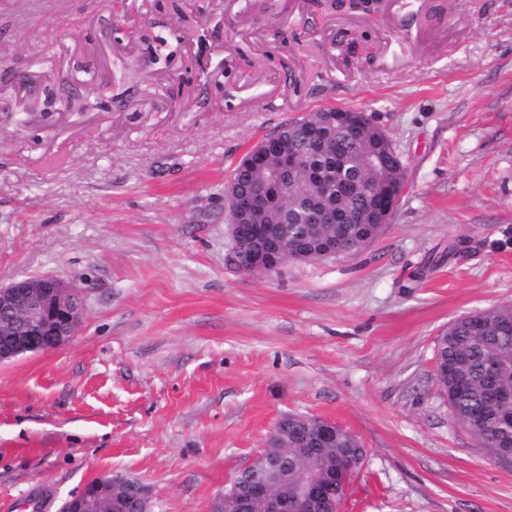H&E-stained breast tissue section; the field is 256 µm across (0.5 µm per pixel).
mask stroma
<instances>
[{"label": "stroma", "mask_w": 512, "mask_h": 512, "mask_svg": "<svg viewBox=\"0 0 512 512\" xmlns=\"http://www.w3.org/2000/svg\"><path fill=\"white\" fill-rule=\"evenodd\" d=\"M342 32L370 65H341ZM101 75L106 99L67 113ZM334 106L401 154L386 228L243 271L232 169ZM42 273L83 318L0 365V512H59L109 472L152 512H212L288 414L365 448L341 512H512V463L433 378L452 321L512 305V0H387L375 23L306 0H0V283Z\"/></svg>", "instance_id": "1"}]
</instances>
